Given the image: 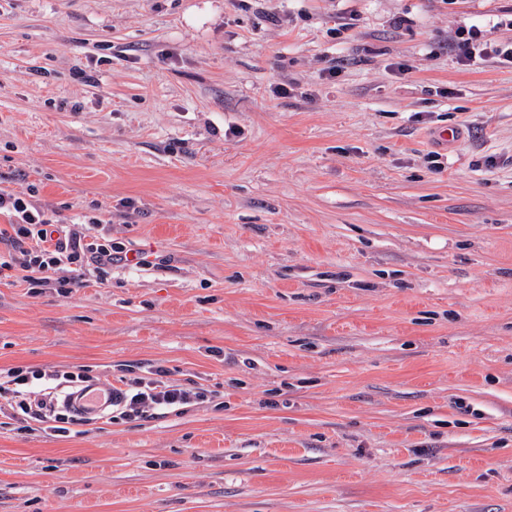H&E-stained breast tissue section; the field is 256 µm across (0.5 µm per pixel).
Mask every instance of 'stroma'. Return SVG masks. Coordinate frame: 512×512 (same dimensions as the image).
Listing matches in <instances>:
<instances>
[{
  "mask_svg": "<svg viewBox=\"0 0 512 512\" xmlns=\"http://www.w3.org/2000/svg\"><path fill=\"white\" fill-rule=\"evenodd\" d=\"M512 0H0V187L143 266L0 273V369L203 403L0 407V512H512ZM450 48L468 66L482 64L492 54L501 64L512 66V46H494L486 39L485 31L477 26L459 27L451 36ZM79 372L61 371L55 367L34 369L17 366L0 371V399L6 401L13 410V419L20 426V431L29 430L32 422L48 423L56 425L48 426L58 435H66L70 427L59 424L77 425L78 422L66 411L54 405L50 387L33 391L37 384H47L53 381L63 380L64 383L85 382L89 378ZM154 377H134L124 382L126 389L120 388L116 403L115 392L109 386L89 387L81 393L71 395L70 407L79 418H92L111 405L117 415L112 418L126 420L146 418L156 414L155 411H176L184 405L204 402L207 390L202 387H186L167 379L168 372L156 366L150 373Z\"/></svg>",
  "mask_w": 512,
  "mask_h": 512,
  "instance_id": "1",
  "label": "stroma"
}]
</instances>
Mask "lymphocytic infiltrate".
<instances>
[{
    "label": "lymphocytic infiltrate",
    "mask_w": 512,
    "mask_h": 512,
    "mask_svg": "<svg viewBox=\"0 0 512 512\" xmlns=\"http://www.w3.org/2000/svg\"><path fill=\"white\" fill-rule=\"evenodd\" d=\"M450 48L468 66L482 64L495 57L501 64L512 65V47L502 48L488 42L484 30L477 26L460 27L449 41ZM0 215L8 222L0 226V242L11 250L0 256V269L13 270L16 277L34 288L56 286L61 295H68L66 281L56 273L64 265L93 266L106 275L113 265L125 262L121 247L91 236L85 224H60L22 192L0 188ZM163 367H155L152 376L135 377L121 390L115 404L119 418H145L158 411H176L181 407L205 401L207 392L201 387L172 383ZM84 372L62 371L53 367L34 369L17 366L0 371V399L13 410V418L21 430L31 423H52L55 433H68L74 419L55 406L44 384L86 381Z\"/></svg>",
    "instance_id": "f902f5d3"
}]
</instances>
